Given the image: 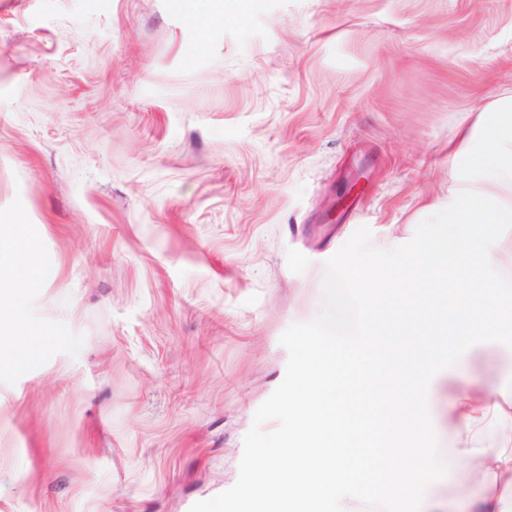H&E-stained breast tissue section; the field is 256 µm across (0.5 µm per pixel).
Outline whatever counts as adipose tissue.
I'll list each match as a JSON object with an SVG mask.
<instances>
[{
  "label": "adipose tissue",
  "instance_id": "adipose-tissue-1",
  "mask_svg": "<svg viewBox=\"0 0 512 512\" xmlns=\"http://www.w3.org/2000/svg\"><path fill=\"white\" fill-rule=\"evenodd\" d=\"M477 125L480 136L463 133L451 153L459 176L447 202L429 207L430 234L416 252L378 269H344L364 290L345 354L327 344L336 321L324 316L325 340L303 343L289 374L288 428L274 447L253 450V478L239 485L226 512H257L262 499L273 512H362L355 479L361 465L389 496L412 498L415 512L444 507L423 484L429 472L452 474L472 460L512 491V367L481 394L455 373L478 344L499 342L500 319L485 296L498 285L496 272L512 264V96L481 112ZM456 280L463 288L451 307L423 298L437 283ZM41 285L40 260L23 225L1 224L0 370L34 362L44 349V332L21 306L23 290ZM348 357L377 387L381 446L363 459L349 450L337 403L336 381ZM444 377L452 384L448 414L456 438L445 459L418 445L435 430L431 401ZM491 429L497 443L483 447Z\"/></svg>",
  "mask_w": 512,
  "mask_h": 512
}]
</instances>
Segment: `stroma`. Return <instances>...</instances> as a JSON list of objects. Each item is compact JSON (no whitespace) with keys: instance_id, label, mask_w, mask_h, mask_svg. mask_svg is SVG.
Here are the masks:
<instances>
[{"instance_id":"obj_1","label":"stroma","mask_w":512,"mask_h":512,"mask_svg":"<svg viewBox=\"0 0 512 512\" xmlns=\"http://www.w3.org/2000/svg\"><path fill=\"white\" fill-rule=\"evenodd\" d=\"M194 5L0 0V225L42 256L24 305L50 336L0 371V512L231 498L327 279L413 252L449 144L512 95V0H216L206 32ZM501 329L457 367L476 391Z\"/></svg>"}]
</instances>
